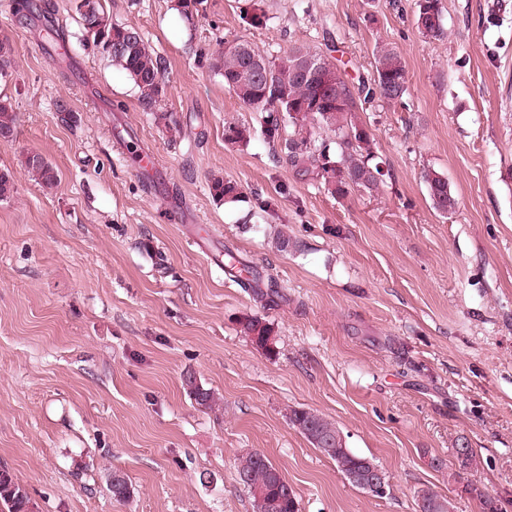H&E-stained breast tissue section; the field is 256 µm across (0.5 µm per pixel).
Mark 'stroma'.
<instances>
[{
    "mask_svg": "<svg viewBox=\"0 0 512 512\" xmlns=\"http://www.w3.org/2000/svg\"><path fill=\"white\" fill-rule=\"evenodd\" d=\"M78 0H51L64 45L37 17L0 0L14 66L0 80L18 117L0 141L17 191L0 201V469L34 512H253L235 462L263 450L300 512H415L426 489L479 512L474 484L512 512V0H439L444 33L422 36L414 0H102L165 60L160 111H141L127 75L88 43ZM375 12V23L365 16ZM269 59L302 43L351 86L369 81L377 46L397 48L408 92L358 102L356 117L388 169L377 191L330 195L295 179L209 66L221 43ZM246 126L231 144L227 126ZM153 149L142 178L130 148ZM41 153L57 170L44 191L20 165ZM443 174L458 198L436 211L421 177ZM237 182L216 201L211 175ZM290 240L281 250L279 235ZM232 250L281 285L266 305L224 274ZM272 329L273 353L240 331ZM194 375L220 400L197 407ZM306 408L373 458L386 496L353 487L294 428ZM479 458L458 478V438ZM123 471L134 493L112 498Z\"/></svg>",
    "mask_w": 512,
    "mask_h": 512,
    "instance_id": "35a3bbf8",
    "label": "stroma"
}]
</instances>
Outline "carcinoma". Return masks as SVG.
<instances>
[{"mask_svg":"<svg viewBox=\"0 0 512 512\" xmlns=\"http://www.w3.org/2000/svg\"><path fill=\"white\" fill-rule=\"evenodd\" d=\"M432 14L421 17V5L415 3V23L426 37L443 33L439 0H428ZM87 39L112 62L126 72L138 89L142 111L154 114L157 123L171 135L179 129L170 115L158 111L165 95L164 59L145 40L141 32L131 26L112 22L101 0H81L77 5ZM246 54L220 50L211 61V68L224 78V88L247 108L265 113L261 133L280 147V153L290 165L296 178L317 180L332 196L343 198L353 190L375 191L385 176L381 162L373 151V139L367 128L355 121L356 98L336 65L328 57L304 45L290 48L282 56L267 61V71L260 73L245 61V55H259L251 43L238 41ZM13 62V45L9 37H0V77H7ZM324 69L323 79L297 78L299 68ZM408 92L406 63L394 47H377L373 83L362 85L359 93L369 100L379 96L398 102ZM319 129L334 137H314ZM17 115L11 98L0 94V135L14 137ZM21 167L45 190L57 184V172L42 154L27 152L20 160ZM434 209L446 213L458 204L457 198L443 174L427 169L423 175ZM209 192L218 201L232 202L240 195L237 183L221 175L209 178ZM224 270L253 295L274 303L280 297L279 284L263 278L252 266L241 261L232 251H224ZM245 335L257 338L263 345L272 330L258 318L241 322ZM187 395L198 406L214 410V393L198 384L192 375L183 381ZM288 419L307 441L325 457L331 459L344 475L357 472L367 477L378 464L371 458L358 455L347 448L340 429L322 414L304 408L290 410ZM455 474L460 475L477 467L473 449L461 441L454 449ZM278 468L261 450H248L238 457L236 479L250 495L254 512L262 509L261 501L277 503L276 512H300L297 495L290 484L276 476ZM112 497L125 501L132 497L134 488L127 475L112 473L109 479ZM465 492L479 502L481 512H500L497 500L472 485ZM417 512H455L451 500L434 492L421 491L416 496ZM0 506L5 512H32L31 496L7 469H0Z\"/></svg>","mask_w":512,"mask_h":512,"instance_id":"obj_1","label":"carcinoma"}]
</instances>
